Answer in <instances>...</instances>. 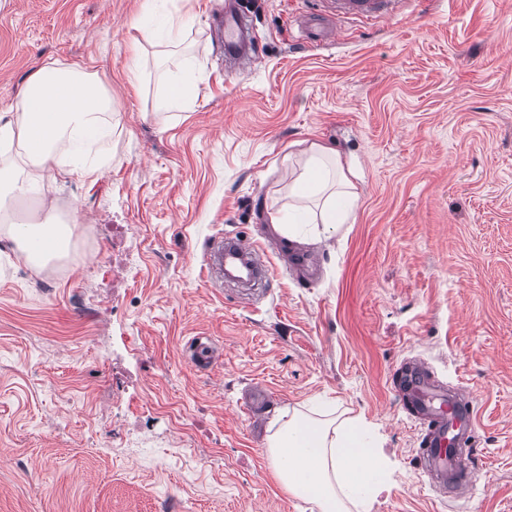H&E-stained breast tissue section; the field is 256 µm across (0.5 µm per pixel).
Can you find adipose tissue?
Here are the masks:
<instances>
[{"instance_id":"ef3b65f1","label":"adipose tissue","mask_w":512,"mask_h":512,"mask_svg":"<svg viewBox=\"0 0 512 512\" xmlns=\"http://www.w3.org/2000/svg\"><path fill=\"white\" fill-rule=\"evenodd\" d=\"M112 92L78 67L56 61L40 65L21 86L10 110L0 114V150L23 149L32 167L20 178L14 167L0 165V214L8 197H23L44 174L73 175L82 163L84 143L106 139L112 129ZM353 164L332 149H312L296 179L302 195L321 198L320 217L342 224L358 205ZM41 219L27 225L22 249L27 260L42 265L62 257L72 231L54 207L41 206ZM271 463L281 483L297 497L312 498L320 512H370L391 475L380 449L374 448L358 419L326 420L294 413L269 438Z\"/></svg>"}]
</instances>
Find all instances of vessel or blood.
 Returning <instances> with one entry per match:
<instances>
[{
  "label": "vessel or blood",
  "instance_id": "b4317fda",
  "mask_svg": "<svg viewBox=\"0 0 512 512\" xmlns=\"http://www.w3.org/2000/svg\"><path fill=\"white\" fill-rule=\"evenodd\" d=\"M321 9L302 27L303 43H332L340 34L338 23L344 19L388 21L401 15L407 0H320ZM246 9L241 0H226L224 16L214 32L224 53L236 57L242 67L257 60L254 45L240 42ZM259 247L249 238H213L203 253V266L209 276L223 273L225 266L241 261L256 262ZM188 349L196 369L210 368L218 355L201 338L190 341ZM401 392L414 403L426 428L421 439L420 461L423 472L433 483L440 498L459 500L471 491L474 479L472 455L463 448L471 444L477 427V411L470 393L463 388L437 392L431 386L426 368L420 364L407 366L402 374Z\"/></svg>",
  "mask_w": 512,
  "mask_h": 512
}]
</instances>
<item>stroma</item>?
Instances as JSON below:
<instances>
[{
    "label": "stroma",
    "instance_id": "35a3bbf8",
    "mask_svg": "<svg viewBox=\"0 0 512 512\" xmlns=\"http://www.w3.org/2000/svg\"><path fill=\"white\" fill-rule=\"evenodd\" d=\"M144 0H0V112L45 60L110 87L107 163L45 178L0 223V512H319L288 493L267 454L297 411L350 410L392 481L371 512H512V0H409L391 21L350 20L303 47L310 0H249L259 62L235 70L212 37L224 0H165L191 24L144 43ZM191 102L159 112L169 82ZM354 158L358 208L317 224L303 278L270 218L311 207L295 180L311 145ZM77 234L34 273L13 239L42 199ZM253 237L273 268L242 298L210 287L208 242ZM97 314L78 300L93 269ZM221 352L205 372L188 343ZM421 360L477 407V476L464 499L431 489L424 427L395 395ZM273 396L262 425L240 399ZM124 424L130 440L113 439Z\"/></svg>",
    "mask_w": 512,
    "mask_h": 512
}]
</instances>
